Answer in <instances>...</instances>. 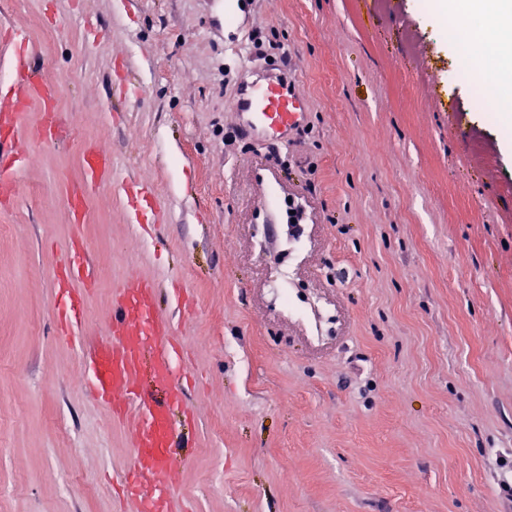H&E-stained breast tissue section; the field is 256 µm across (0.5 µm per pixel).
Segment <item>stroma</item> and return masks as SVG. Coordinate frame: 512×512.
Here are the masks:
<instances>
[{"label": "stroma", "instance_id": "35a3bbf8", "mask_svg": "<svg viewBox=\"0 0 512 512\" xmlns=\"http://www.w3.org/2000/svg\"><path fill=\"white\" fill-rule=\"evenodd\" d=\"M427 3L0 0V29L69 82L52 104L68 135L31 141L0 208V512H136L116 492L133 424L57 334L74 239L92 340L130 274L191 295L188 512H512V154L460 76L466 29L444 34ZM286 55L306 121L274 147L225 144L243 66ZM87 143L154 184L164 223H129L117 185L86 191ZM272 187L305 212L300 250ZM282 281L329 325L281 306Z\"/></svg>", "mask_w": 512, "mask_h": 512}]
</instances>
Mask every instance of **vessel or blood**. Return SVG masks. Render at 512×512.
Returning a JSON list of instances; mask_svg holds the SVG:
<instances>
[{
  "instance_id": "b4317fda",
  "label": "vessel or blood",
  "mask_w": 512,
  "mask_h": 512,
  "mask_svg": "<svg viewBox=\"0 0 512 512\" xmlns=\"http://www.w3.org/2000/svg\"><path fill=\"white\" fill-rule=\"evenodd\" d=\"M6 45L10 52L7 77L0 89L8 88L11 104L0 111V201L18 195L17 174L30 161L23 124L29 101L40 99L46 108L35 133L50 141L57 115L48 103L56 79L41 66L29 47L26 35L11 31ZM235 124L254 139L275 145L306 119L308 103L296 83L283 68L244 70L232 104ZM86 184L96 188L112 177V161L97 146L84 148ZM128 212L135 223L144 217L160 221L161 209L152 183L145 179L121 182ZM70 257L54 278L61 298L58 333L68 339L76 335L85 296L79 282L89 273L80 260L81 249L70 244ZM158 288L153 280L129 277L114 290V311L108 341L86 347V366L91 376L92 396L106 405L117 420L133 419L135 454L124 478L128 496L135 499L138 512H177L175 471L172 466L175 429L171 412L185 408L182 384L175 376L172 346L174 333L170 319L156 309ZM163 386L158 396L144 388L143 374Z\"/></svg>"
}]
</instances>
